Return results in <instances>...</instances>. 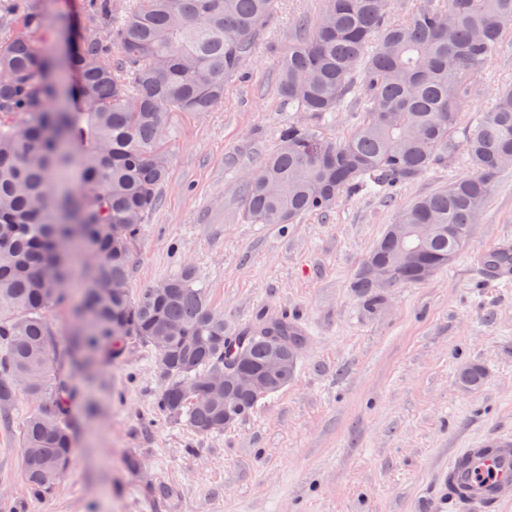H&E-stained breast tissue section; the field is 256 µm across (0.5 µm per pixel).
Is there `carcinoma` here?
I'll return each instance as SVG.
<instances>
[{"label":"carcinoma","mask_w":512,"mask_h":512,"mask_svg":"<svg viewBox=\"0 0 512 512\" xmlns=\"http://www.w3.org/2000/svg\"><path fill=\"white\" fill-rule=\"evenodd\" d=\"M15 0H0V409L18 392L38 403L25 425L23 466L35 496L69 469L75 437L73 391L59 375L46 311L78 286L68 351L85 378L123 354L126 339L168 362L161 409L200 434L224 430V394L206 381L245 339L250 366L269 348L266 325L285 345L306 339L296 320L267 321L236 333L209 306L192 271L132 299V252L157 204L170 159L161 148L172 112H208L255 47L274 0H82L84 24L64 67L27 32L49 29L47 7L19 30H3ZM512 29V0H419L398 18L392 0H326L312 29L288 47L279 78L288 109L327 116L358 90L365 119L336 140L290 123L280 145L247 178L253 224H293L331 210L339 197L393 193L461 150L473 174L398 211L397 224H432L433 236H382L368 258L391 268V287L421 282V267L448 264L460 236L478 222L500 173L512 169V87L494 93L462 142L454 134L474 81ZM78 164L86 189L72 191ZM85 259L75 269L76 257ZM352 288L377 308L385 289L357 274ZM484 369L459 380L478 387ZM261 395L237 397V419Z\"/></svg>","instance_id":"1"}]
</instances>
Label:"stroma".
I'll use <instances>...</instances> for the list:
<instances>
[{
  "instance_id": "stroma-1",
  "label": "stroma",
  "mask_w": 512,
  "mask_h": 512,
  "mask_svg": "<svg viewBox=\"0 0 512 512\" xmlns=\"http://www.w3.org/2000/svg\"><path fill=\"white\" fill-rule=\"evenodd\" d=\"M325 0H275L255 50L207 112H176L171 158L136 244L129 291L191 269L229 329L297 319L306 332L294 376L254 412L202 435L158 405L157 355L128 340L94 380L60 369L80 391L74 461L33 498L22 436L36 409L25 394L0 417V512H432L450 454L490 433L512 434V282L484 280L476 253L512 242V170L501 174L466 248L426 282L390 288L367 311L351 288L397 212L469 175L464 153L393 196L360 193L293 224H253L245 173L297 123L330 138L353 133L350 105L328 117L289 111L281 61ZM512 84V34L491 55L466 112ZM485 371L464 387L465 364Z\"/></svg>"
}]
</instances>
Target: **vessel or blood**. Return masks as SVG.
<instances>
[{"instance_id":"b4317fda","label":"vessel or blood","mask_w":512,"mask_h":512,"mask_svg":"<svg viewBox=\"0 0 512 512\" xmlns=\"http://www.w3.org/2000/svg\"><path fill=\"white\" fill-rule=\"evenodd\" d=\"M442 486L454 512H497L512 503V436L490 435L454 454Z\"/></svg>"}]
</instances>
